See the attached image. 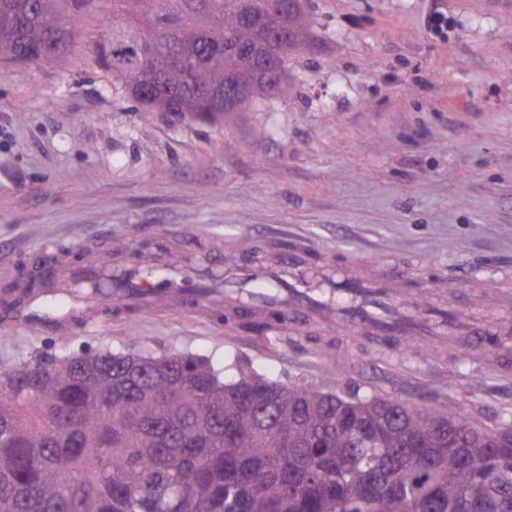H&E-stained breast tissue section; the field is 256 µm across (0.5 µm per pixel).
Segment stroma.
<instances>
[{
	"instance_id": "stroma-1",
	"label": "stroma",
	"mask_w": 512,
	"mask_h": 512,
	"mask_svg": "<svg viewBox=\"0 0 512 512\" xmlns=\"http://www.w3.org/2000/svg\"><path fill=\"white\" fill-rule=\"evenodd\" d=\"M448 34L428 25L433 7ZM314 41L285 61L287 96L223 121L146 112L75 51L0 72V285L33 254L90 239L169 243L186 268L262 260L303 239L317 266L361 256L407 273L410 311L475 317L477 333L394 357L342 327L265 337L189 306L103 327L0 330V368L137 342L230 360L281 382L376 391L486 425L512 423V0H309ZM473 350L468 363L459 351Z\"/></svg>"
}]
</instances>
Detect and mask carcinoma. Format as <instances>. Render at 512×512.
<instances>
[{
    "label": "carcinoma",
    "mask_w": 512,
    "mask_h": 512,
    "mask_svg": "<svg viewBox=\"0 0 512 512\" xmlns=\"http://www.w3.org/2000/svg\"><path fill=\"white\" fill-rule=\"evenodd\" d=\"M87 17L120 20L88 36L112 84L210 121L286 94L314 26L307 0H0V67L66 57ZM224 371L135 342L1 368L0 512H512L506 421Z\"/></svg>",
    "instance_id": "obj_1"
}]
</instances>
